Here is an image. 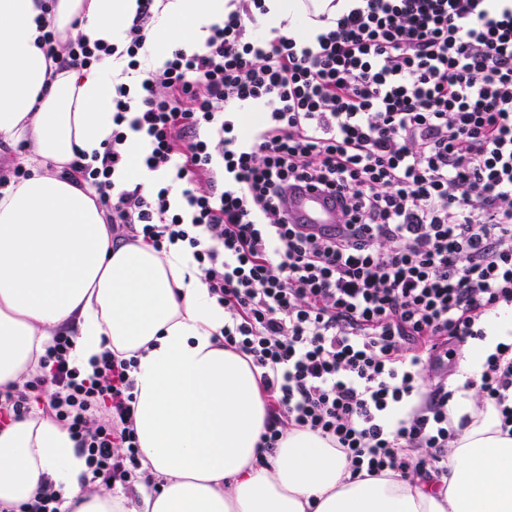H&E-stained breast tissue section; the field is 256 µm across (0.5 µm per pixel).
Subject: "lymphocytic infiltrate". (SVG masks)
<instances>
[{
	"mask_svg": "<svg viewBox=\"0 0 512 512\" xmlns=\"http://www.w3.org/2000/svg\"><path fill=\"white\" fill-rule=\"evenodd\" d=\"M139 0L126 30L130 68L155 22ZM302 34L266 26L267 0H227L204 49H173L135 94L120 90L94 163L67 178L92 195L114 238L193 250L224 307V345L262 368L260 446L308 430L352 475L448 474L461 347L512 307V0H351ZM62 69L87 70L114 46L38 37ZM257 107L242 127L237 112ZM145 132L149 172L183 185L145 195L116 185L123 123ZM337 194L334 229L283 210L288 190ZM58 332L30 379L0 390V425L39 412L86 458L92 488L156 489L133 423L135 359L104 350L92 374ZM464 390L512 424V341Z\"/></svg>",
	"mask_w": 512,
	"mask_h": 512,
	"instance_id": "f902f5d3",
	"label": "lymphocytic infiltrate"
}]
</instances>
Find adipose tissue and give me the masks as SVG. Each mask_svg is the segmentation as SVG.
<instances>
[{
    "instance_id": "adipose-tissue-1",
    "label": "adipose tissue",
    "mask_w": 512,
    "mask_h": 512,
    "mask_svg": "<svg viewBox=\"0 0 512 512\" xmlns=\"http://www.w3.org/2000/svg\"><path fill=\"white\" fill-rule=\"evenodd\" d=\"M0 0V139L26 137L38 167L0 190V389L36 374L58 331L75 336L83 370L103 348L136 357L133 418L142 467L159 485L142 512H512V433L495 406L448 403L465 426L448 479L352 477L319 435L285 433L259 448L267 420L261 371L217 339L224 308L192 249L157 252L112 237L95 200L63 177L101 150L112 102L161 67L173 46L203 48L225 0H155L160 26L142 68L111 56L90 70L55 71L37 46L40 21L60 42L122 45L138 0ZM68 431L36 416L0 428V505L29 500L43 481L69 512H131L124 496L89 491Z\"/></svg>"
}]
</instances>
